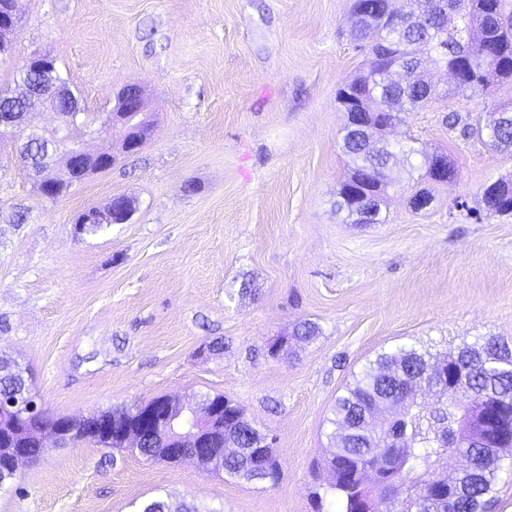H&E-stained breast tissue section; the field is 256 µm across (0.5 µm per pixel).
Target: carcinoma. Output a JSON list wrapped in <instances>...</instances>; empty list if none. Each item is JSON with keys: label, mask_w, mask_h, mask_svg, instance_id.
Listing matches in <instances>:
<instances>
[{"label": "carcinoma", "mask_w": 512, "mask_h": 512, "mask_svg": "<svg viewBox=\"0 0 512 512\" xmlns=\"http://www.w3.org/2000/svg\"><path fill=\"white\" fill-rule=\"evenodd\" d=\"M417 14L403 17L396 26L374 16L367 20L353 12L350 29L356 43H368L364 68L349 84L359 92L372 112H384L394 106L395 121L416 112L433 99L448 92L480 96L488 88L512 86V15L506 13L505 0H417ZM430 62L459 74L454 87L447 91L417 73ZM493 119L464 130L491 149L512 154V99L494 103ZM339 147L349 159L347 180L362 171L386 179L375 188L382 198L398 180V168L411 161L418 150L410 147L390 154L380 147L348 141L343 134ZM43 145L29 141L18 155L28 169L38 166ZM455 356L453 363L466 371L465 390L459 394L440 393L410 407L399 423H389L373 434L362 426L365 410L381 401L396 402L407 398L408 391L399 379L388 375L396 366L402 373L419 374L426 364ZM437 353L412 345H400L377 354L354 376L344 393L336 399L332 418L328 419V447L321 458L325 468L334 473L332 491L340 512H357L360 507L374 512H393L389 488L398 483L408 498L416 500L417 512H431L428 497L422 492L430 481L445 470L448 444L437 434L447 429L457 450L470 455L474 469L462 471L456 483L459 496L448 502L445 512H489L502 466L501 452L472 448L466 444L470 424L484 412L480 398L501 404L497 428L502 433L500 448H512V343L495 337H477L464 341L454 354ZM27 369L16 360L0 356V401L26 391ZM89 427L74 426L72 440H83L106 448H121L112 437L88 436ZM258 429L237 436L238 454L222 458L221 473L231 478L254 481L257 461L250 448ZM395 458L390 473L377 482L358 488V471L373 468L377 454ZM139 512H201L196 506L171 507L162 499L144 503Z\"/></svg>", "instance_id": "1"}]
</instances>
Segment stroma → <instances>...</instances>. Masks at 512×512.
I'll return each mask as SVG.
<instances>
[{
    "label": "stroma",
    "mask_w": 512,
    "mask_h": 512,
    "mask_svg": "<svg viewBox=\"0 0 512 512\" xmlns=\"http://www.w3.org/2000/svg\"><path fill=\"white\" fill-rule=\"evenodd\" d=\"M21 4L0 91L19 92L18 65L47 55L93 115L141 85L154 128L137 154L113 143L118 164L55 201L0 150V351L31 368L39 405L56 416L224 394L274 437L280 476L238 481L73 441L22 464L0 512H138L156 497L212 512H336L331 476L312 463L353 373L402 343L512 341V216L472 215L485 184L512 178V156L462 134L512 90L409 113L388 136L419 149L414 168L380 223L355 224L336 206L348 173L336 89L364 60L352 0ZM436 151L456 177L428 187L421 155ZM423 187L432 203L412 210ZM116 195L135 202L128 223L75 234L78 214ZM304 320L316 335L271 356ZM216 338L219 356L207 350Z\"/></svg>",
    "instance_id": "35a3bbf8"
}]
</instances>
